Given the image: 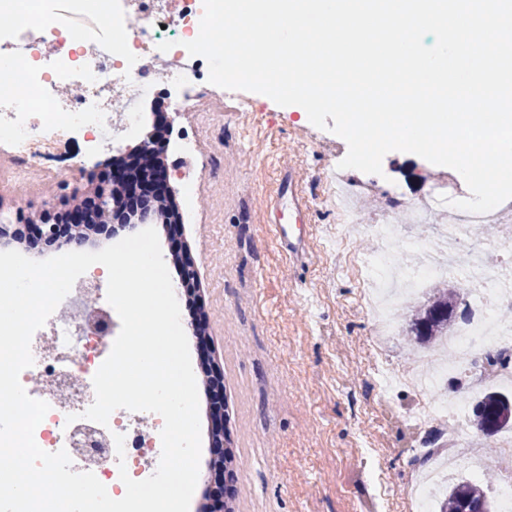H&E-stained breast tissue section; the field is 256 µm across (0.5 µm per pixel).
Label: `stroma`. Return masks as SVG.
Segmentation results:
<instances>
[{"instance_id": "1", "label": "stroma", "mask_w": 512, "mask_h": 512, "mask_svg": "<svg viewBox=\"0 0 512 512\" xmlns=\"http://www.w3.org/2000/svg\"><path fill=\"white\" fill-rule=\"evenodd\" d=\"M140 109L147 121L135 135L96 153L61 140L56 156L23 181L0 147V212L36 220L45 210L71 208L96 189L80 168L120 163L163 128L168 185L183 228L175 241L159 215L146 224L158 233L184 331L190 334L202 316L208 336L204 346L191 334L188 339L202 446L190 512H201L212 492L205 374L211 364L224 373V419L235 451L233 512H408L406 493L421 466L420 450L433 437L447 436L449 424H421L414 415L421 395L383 386L387 371L413 369L417 357L408 351L401 312L393 314L392 336H374L347 258L372 251L375 243L362 234L342 242L325 202L326 177L345 157L346 142L301 119L293 107L205 81L186 107L161 89ZM382 165L384 180L351 174L369 188L361 220L373 222L394 189L404 204L396 216L406 234H432L430 226L407 223L406 209L444 177V169L395 154L385 155ZM285 170L307 202L304 255L294 263L263 222ZM177 244L199 272L190 294L172 258ZM475 372L470 365L439 384L466 405L454 422L467 441L457 450L456 479L472 475L466 462L471 443H480L483 458L496 454L472 426Z\"/></svg>"}]
</instances>
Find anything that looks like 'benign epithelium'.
Segmentation results:
<instances>
[{"mask_svg": "<svg viewBox=\"0 0 512 512\" xmlns=\"http://www.w3.org/2000/svg\"><path fill=\"white\" fill-rule=\"evenodd\" d=\"M165 148L161 134L148 136L137 153L110 171L109 192L97 190L64 213L47 217L42 224H28L20 218L13 224L1 223L0 241L16 242L27 249H41L49 245L80 249L89 240V234L103 231L114 220H123L124 204L142 199L165 207L171 236H177L182 219L178 209L168 203V173L160 162ZM174 256L181 262L182 285L186 291H193L197 282L193 262L177 252ZM206 374L211 415L209 469L220 479L224 477V375L212 367L206 370Z\"/></svg>", "mask_w": 512, "mask_h": 512, "instance_id": "1", "label": "benign epithelium"}]
</instances>
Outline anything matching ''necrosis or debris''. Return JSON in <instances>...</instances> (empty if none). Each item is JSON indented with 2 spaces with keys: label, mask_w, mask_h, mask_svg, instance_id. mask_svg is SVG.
Masks as SVG:
<instances>
[{
  "label": "necrosis or debris",
  "mask_w": 512,
  "mask_h": 512,
  "mask_svg": "<svg viewBox=\"0 0 512 512\" xmlns=\"http://www.w3.org/2000/svg\"><path fill=\"white\" fill-rule=\"evenodd\" d=\"M203 13V0H108L98 12L88 0H0V58L13 66L12 86L0 87V144L14 154L17 179L35 159L51 157L58 136L79 133L111 145L113 136L137 129L128 102L199 77L204 59L189 55L184 44L197 37ZM165 41L172 42L171 52L160 51ZM356 230L379 242L375 252L357 259L364 283L383 288L396 280L411 288L460 268L466 287L476 291L472 316L448 341L460 359L479 350L512 352V327L498 321L496 309L498 301H512V264L495 257L502 241L512 238V214L504 207L480 215L449 211L443 232L430 242L402 237L388 216ZM105 296L99 276L74 284L34 333V364L20 382L50 406L34 433L38 446L66 450L74 471L93 472L118 499L120 470L135 480L156 471L164 421L152 412L115 410L101 429L106 453L98 459L85 458L74 435L94 426L83 413L95 399L93 376L116 338L113 329L98 331L89 315L91 299ZM118 434L125 437L121 456Z\"/></svg>",
  "instance_id": "necrosis-or-debris-1"
}]
</instances>
